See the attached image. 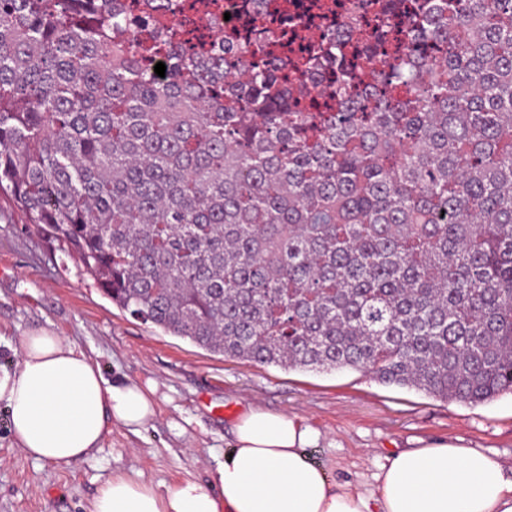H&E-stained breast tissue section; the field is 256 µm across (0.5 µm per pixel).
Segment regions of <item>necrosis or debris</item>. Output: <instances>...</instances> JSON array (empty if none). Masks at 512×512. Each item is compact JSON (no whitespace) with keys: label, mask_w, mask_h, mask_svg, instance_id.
Segmentation results:
<instances>
[{"label":"necrosis or debris","mask_w":512,"mask_h":512,"mask_svg":"<svg viewBox=\"0 0 512 512\" xmlns=\"http://www.w3.org/2000/svg\"><path fill=\"white\" fill-rule=\"evenodd\" d=\"M175 21L186 22L192 32L207 37L245 33L249 42L261 43L271 37L287 40L290 54L302 57L316 40L350 38L353 46L364 47L378 19L388 18L394 31H404L399 12L385 13L388 0H323L317 9L312 0H287L284 9L275 11L258 0H221L219 10L198 21L191 0H173Z\"/></svg>","instance_id":"1"}]
</instances>
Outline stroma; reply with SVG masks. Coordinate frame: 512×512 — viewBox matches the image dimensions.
<instances>
[{"label": "stroma", "instance_id": "obj_1", "mask_svg": "<svg viewBox=\"0 0 512 512\" xmlns=\"http://www.w3.org/2000/svg\"><path fill=\"white\" fill-rule=\"evenodd\" d=\"M57 330L109 378L155 381L154 419L134 435L113 426L85 460L42 465L13 442L0 406V512H90L111 475L161 488L213 482L232 425L255 405L302 420L319 434L308 458L340 482L373 485L395 451L445 441L512 461V393L470 404L386 385L354 369L284 370L212 354L121 310L94 279L0 193V369H15L10 341Z\"/></svg>", "mask_w": 512, "mask_h": 512}]
</instances>
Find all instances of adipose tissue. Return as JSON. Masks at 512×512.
Wrapping results in <instances>:
<instances>
[{"label":"adipose tissue","instance_id":"obj_1","mask_svg":"<svg viewBox=\"0 0 512 512\" xmlns=\"http://www.w3.org/2000/svg\"><path fill=\"white\" fill-rule=\"evenodd\" d=\"M19 362L0 372V403L26 455L67 465L100 448L111 425L140 432L156 414L155 382L105 378L83 351L51 328L27 331ZM231 456L213 485L187 480L163 490L113 475L91 512H512V462L439 443L394 453L362 489L331 481L305 449L307 425L259 407L234 424Z\"/></svg>","mask_w":512,"mask_h":512}]
</instances>
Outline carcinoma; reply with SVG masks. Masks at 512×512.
<instances>
[{
    "instance_id": "cac0c4a2",
    "label": "carcinoma",
    "mask_w": 512,
    "mask_h": 512,
    "mask_svg": "<svg viewBox=\"0 0 512 512\" xmlns=\"http://www.w3.org/2000/svg\"><path fill=\"white\" fill-rule=\"evenodd\" d=\"M152 3L134 30L115 0H0V190L29 223L213 354L512 392V0L421 5L367 84L343 39L289 69Z\"/></svg>"
}]
</instances>
